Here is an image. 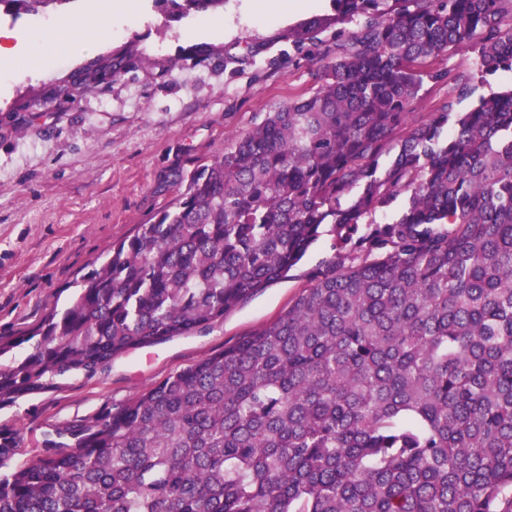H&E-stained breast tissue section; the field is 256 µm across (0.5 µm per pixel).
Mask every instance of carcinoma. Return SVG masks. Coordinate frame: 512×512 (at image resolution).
Listing matches in <instances>:
<instances>
[{
	"label": "carcinoma",
	"instance_id": "cac0c4a2",
	"mask_svg": "<svg viewBox=\"0 0 512 512\" xmlns=\"http://www.w3.org/2000/svg\"><path fill=\"white\" fill-rule=\"evenodd\" d=\"M330 2L291 33L340 25L316 91L195 168L62 313L0 336V407L209 327L325 234L335 256L276 320L46 431L35 460L8 468L1 431L0 512H512V89L456 110L512 71V0ZM462 43L474 69L423 71ZM427 78L448 97L416 112ZM512 86V73L499 71L493 76L488 77V82L484 84H477L473 95L462 102H460L456 109L459 112L468 111L474 102L482 95H487L490 92H501L510 89Z\"/></svg>",
	"mask_w": 512,
	"mask_h": 512
}]
</instances>
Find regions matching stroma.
I'll use <instances>...</instances> for the list:
<instances>
[{
	"mask_svg": "<svg viewBox=\"0 0 512 512\" xmlns=\"http://www.w3.org/2000/svg\"><path fill=\"white\" fill-rule=\"evenodd\" d=\"M106 0H69L56 12L0 17L1 30L42 32L55 15L96 18ZM259 0H225L203 12H173L133 0L136 30L113 10L106 45L81 58L55 45L38 75L0 80V335L31 331L64 309L113 243L172 206L178 183L222 155L238 136L288 100L313 93L312 46L289 34L329 14V0L281 11ZM211 25H203V18ZM122 54L116 76L74 87L81 71ZM322 237L286 278L210 328L115 358L94 375H72L50 391L0 409V430L17 434L12 459L39 454L52 426L138 398L171 375L222 351L275 319L331 258Z\"/></svg>",
	"mask_w": 512,
	"mask_h": 512,
	"instance_id": "stroma-1",
	"label": "stroma"
}]
</instances>
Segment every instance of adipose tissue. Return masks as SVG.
Here are the masks:
<instances>
[{
    "label": "adipose tissue",
    "mask_w": 512,
    "mask_h": 512,
    "mask_svg": "<svg viewBox=\"0 0 512 512\" xmlns=\"http://www.w3.org/2000/svg\"><path fill=\"white\" fill-rule=\"evenodd\" d=\"M102 27L99 20L66 18L51 30L35 35L0 30V64L8 66L13 78H24L41 66L47 45L78 46L88 51L97 49L102 41Z\"/></svg>",
    "instance_id": "1"
}]
</instances>
